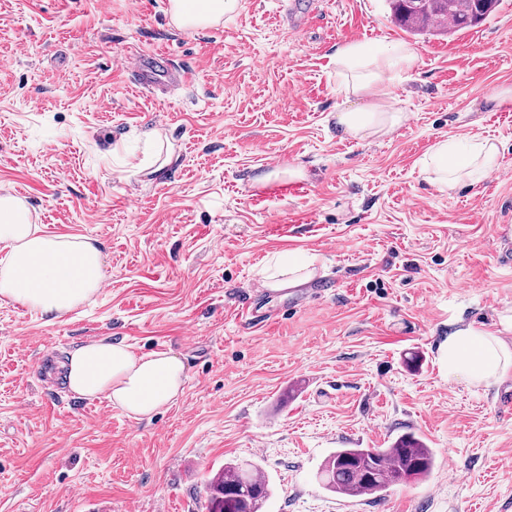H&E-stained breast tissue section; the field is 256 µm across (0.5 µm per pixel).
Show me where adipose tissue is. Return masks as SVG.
I'll return each mask as SVG.
<instances>
[{
  "instance_id": "obj_1",
  "label": "adipose tissue",
  "mask_w": 512,
  "mask_h": 512,
  "mask_svg": "<svg viewBox=\"0 0 512 512\" xmlns=\"http://www.w3.org/2000/svg\"><path fill=\"white\" fill-rule=\"evenodd\" d=\"M241 0H169L178 29L200 31L231 18ZM418 53L402 42L351 40L334 56L345 94L365 99L364 107L336 114L339 129L352 137L381 138L403 124L407 115L382 104L392 76L413 70ZM499 148L491 140H467L464 149L441 140L421 161L426 178L445 190L462 180L478 182L498 164ZM0 298L19 302L49 319H57L89 301L104 279L101 250L95 240L50 236L33 224L25 203L0 188ZM314 260L301 251H285L263 266L266 287L278 289L310 278ZM512 315H501L496 332L466 325L449 334L441 357L449 378L472 386L497 384L512 368ZM69 390L85 398H105L127 416L149 419L176 403L183 391L185 366L165 351L139 354L107 337L86 340L64 363Z\"/></svg>"
}]
</instances>
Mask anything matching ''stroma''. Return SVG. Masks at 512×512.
Wrapping results in <instances>:
<instances>
[{"instance_id": "1", "label": "stroma", "mask_w": 512, "mask_h": 512, "mask_svg": "<svg viewBox=\"0 0 512 512\" xmlns=\"http://www.w3.org/2000/svg\"><path fill=\"white\" fill-rule=\"evenodd\" d=\"M289 2L181 32L169 0H0V185L44 233L96 240L106 272L52 321L0 300V512H206L208 477L242 460L270 480L264 512H512L496 404L512 370L474 388L438 351L512 310V104L486 106L512 88V0L449 37L408 33L386 0H322L297 30ZM347 40L419 54L390 84L409 119L389 135L336 131L358 104L333 63ZM135 49L167 50L191 83L140 88ZM148 127L171 161L138 172ZM446 138L495 140L498 167L440 189L420 161ZM287 250L333 291L294 307L264 287ZM102 336L181 358L179 401L136 420L42 379L44 357ZM406 433L435 455L424 481L360 497L321 483L336 449Z\"/></svg>"}]
</instances>
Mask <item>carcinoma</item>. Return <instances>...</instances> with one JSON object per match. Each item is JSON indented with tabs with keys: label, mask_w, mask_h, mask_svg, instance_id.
Wrapping results in <instances>:
<instances>
[{
	"label": "carcinoma",
	"mask_w": 512,
	"mask_h": 512,
	"mask_svg": "<svg viewBox=\"0 0 512 512\" xmlns=\"http://www.w3.org/2000/svg\"><path fill=\"white\" fill-rule=\"evenodd\" d=\"M497 0H388L395 22L414 34H452L482 23ZM434 465L430 448L411 434L389 448H340L330 456L321 481L347 496L376 495L389 487L417 482ZM207 512H261L270 483L251 463L229 462L205 486Z\"/></svg>",
	"instance_id": "carcinoma-1"
}]
</instances>
